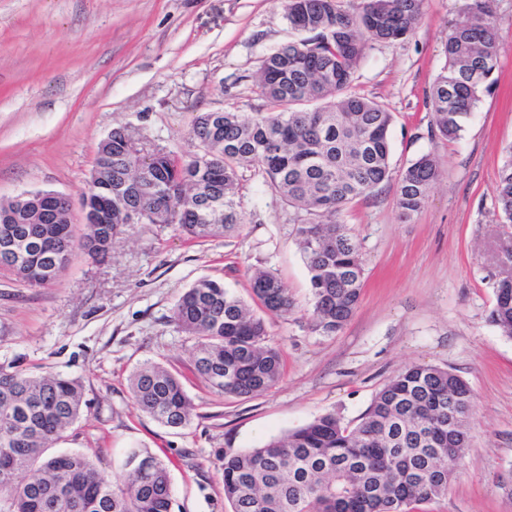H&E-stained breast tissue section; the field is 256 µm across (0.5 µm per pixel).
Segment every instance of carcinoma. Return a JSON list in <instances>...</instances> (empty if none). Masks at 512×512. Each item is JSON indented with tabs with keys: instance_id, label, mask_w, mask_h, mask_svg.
Wrapping results in <instances>:
<instances>
[{
	"instance_id": "cac0c4a2",
	"label": "carcinoma",
	"mask_w": 512,
	"mask_h": 512,
	"mask_svg": "<svg viewBox=\"0 0 512 512\" xmlns=\"http://www.w3.org/2000/svg\"><path fill=\"white\" fill-rule=\"evenodd\" d=\"M424 0H363L350 14L337 0H286L287 18L302 38L266 57L258 87L269 112H201L185 158L137 146L124 128L112 130V223L88 224L76 242L66 219L40 224L35 248L5 254L16 225L0 223V269L30 286L52 284L76 249L104 258L136 209L144 224L172 226L194 240L230 237L243 218L237 194L255 168L294 209V230L313 300V329L336 334L357 309L364 278L359 242L339 221L345 206L368 197L390 177L392 114L351 91L367 43L408 37ZM499 33L488 0H472L448 29L446 64L428 96L433 126L453 139L493 84ZM498 171L495 203L512 225V144ZM439 177L437 161L421 156L400 175L397 207L409 220ZM252 299L267 315L294 301L271 272L250 276ZM490 322L512 337V279L494 282ZM175 328L194 340V366L215 393L251 397L274 387L283 369L267 321L224 284L200 279L172 310ZM131 398L162 425H189L192 401L179 375L146 362L129 377ZM80 379L33 376L0 365V512H171L167 463L131 449L117 478L78 452L47 454L80 418ZM473 406L468 384L432 365L404 368L376 393L354 425L334 414L273 438L261 448L226 452L224 500L231 512H409L448 492V456L469 447ZM25 470L35 477L15 482Z\"/></svg>"
}]
</instances>
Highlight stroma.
<instances>
[{
  "instance_id": "35a3bbf8",
  "label": "stroma",
  "mask_w": 512,
  "mask_h": 512,
  "mask_svg": "<svg viewBox=\"0 0 512 512\" xmlns=\"http://www.w3.org/2000/svg\"><path fill=\"white\" fill-rule=\"evenodd\" d=\"M470 0H424L405 40L372 42L353 89L392 113V181L350 203L340 220L365 261L357 310L335 335L311 328L308 272L293 210L255 169L244 171L239 235L189 241L163 224L125 228L102 261L77 254L53 284L30 287L0 270V364L79 378L87 406L50 453L81 452L119 475L129 449L170 470L173 512H230L222 458L332 413L356 423L409 364L434 365L471 388L472 445L447 495L416 512H512V338L489 320L493 283L512 230L495 205L502 148L512 143V0H493L495 82L455 140L435 135L427 96L445 64L449 24ZM300 35L284 0H0V200L52 191L82 197L112 129L175 155L190 149L198 113L266 112L263 60ZM432 154L440 176L421 211L402 220L397 183ZM275 274L294 301L270 321L283 374L252 398L224 397L197 375L192 339L170 321L202 278L248 298V273ZM178 372L195 404L187 428L134 405L129 376L144 361Z\"/></svg>"
}]
</instances>
